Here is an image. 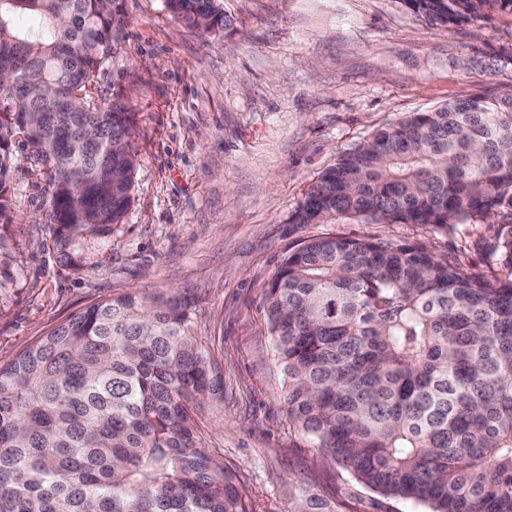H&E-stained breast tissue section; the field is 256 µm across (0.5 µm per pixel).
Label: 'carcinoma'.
Instances as JSON below:
<instances>
[{
    "label": "carcinoma",
    "instance_id": "1",
    "mask_svg": "<svg viewBox=\"0 0 512 512\" xmlns=\"http://www.w3.org/2000/svg\"><path fill=\"white\" fill-rule=\"evenodd\" d=\"M189 28L231 29L222 0H165ZM461 26L512 0H398ZM117 0H0V223L10 141L46 169L49 220L79 263L121 224L138 157L131 113L89 92ZM498 219L479 243L509 270L469 276L421 244L320 236L291 247L263 307L288 417L362 485L429 512H512V98L412 112L342 151L288 223ZM178 291L73 314L0 366V512H249L193 409L224 383ZM291 512H335L301 494Z\"/></svg>",
    "mask_w": 512,
    "mask_h": 512
}]
</instances>
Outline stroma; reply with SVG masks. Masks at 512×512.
I'll list each match as a JSON object with an SVG mask.
<instances>
[{"instance_id": "35a3bbf8", "label": "stroma", "mask_w": 512, "mask_h": 512, "mask_svg": "<svg viewBox=\"0 0 512 512\" xmlns=\"http://www.w3.org/2000/svg\"><path fill=\"white\" fill-rule=\"evenodd\" d=\"M96 104L133 114L139 155L124 223L72 267L49 224L48 185L24 159L11 223L0 224V365L73 313L133 288L193 299V334L215 360L223 400L197 426L251 512H290L299 491L337 512H427L358 483L288 419L285 375L263 308L290 246L337 234L424 244L465 273L505 278L477 243L495 223L440 233L414 224H310L290 214L338 153L409 112L475 95L512 97V13L430 27L398 0H224L233 28L201 35L163 0H120Z\"/></svg>"}]
</instances>
